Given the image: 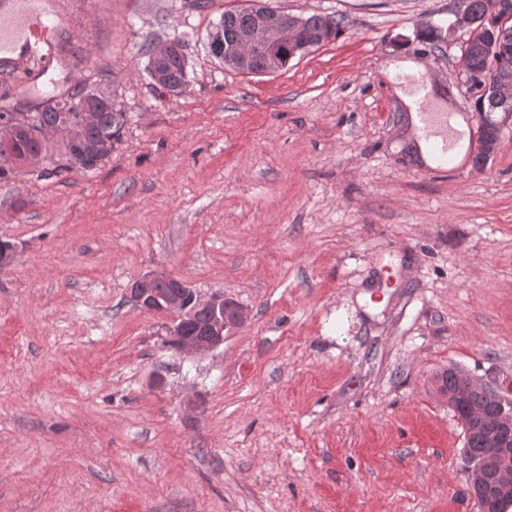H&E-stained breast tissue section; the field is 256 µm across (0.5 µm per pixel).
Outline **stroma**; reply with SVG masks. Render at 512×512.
Returning a JSON list of instances; mask_svg holds the SVG:
<instances>
[{"instance_id":"35a3bbf8","label":"stroma","mask_w":512,"mask_h":512,"mask_svg":"<svg viewBox=\"0 0 512 512\" xmlns=\"http://www.w3.org/2000/svg\"><path fill=\"white\" fill-rule=\"evenodd\" d=\"M45 2L56 59L0 106L101 84L130 122L95 171L0 178V512H477L430 381L512 392V129L484 167H419L385 73L424 62L478 131L463 0H266L342 24L258 75L207 45L242 0ZM174 36L189 84L162 99L141 45ZM156 272L251 318L177 351L131 300Z\"/></svg>"}]
</instances>
